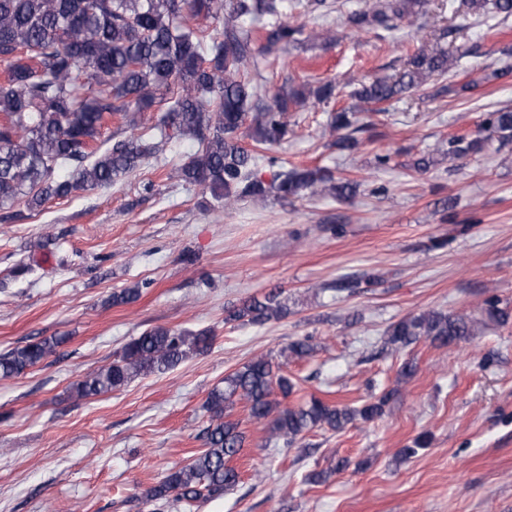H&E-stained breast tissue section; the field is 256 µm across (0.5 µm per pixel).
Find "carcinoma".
I'll return each instance as SVG.
<instances>
[{
	"instance_id": "cac0c4a2",
	"label": "carcinoma",
	"mask_w": 512,
	"mask_h": 512,
	"mask_svg": "<svg viewBox=\"0 0 512 512\" xmlns=\"http://www.w3.org/2000/svg\"><path fill=\"white\" fill-rule=\"evenodd\" d=\"M428 0H368L346 17L355 32L391 31L416 14ZM285 0H0V209L19 200L31 209L79 191L108 187L159 157L171 142L191 140L197 148L170 177L209 191L219 205L231 207L242 199L287 198L308 194L345 199L355 185L338 183L320 167H291L266 181L257 176L260 163L274 167L269 154L288 138L284 115L289 107L329 101L336 91L331 81L305 84L265 101L262 87L249 78L258 65L253 30L239 23L280 16ZM493 9L512 16V0H450L448 11L463 19ZM303 28L291 23L269 25L270 51L298 41ZM441 29L418 48L407 68L394 79L362 83L350 96L365 104L400 99L431 80L448 75L455 58L441 40ZM159 112L149 137L120 132L102 138L103 130L119 117L128 129L137 114ZM356 121V110L334 113L329 132L336 149L352 152L358 142L345 130ZM483 126L503 139L512 138V108L487 114ZM248 137L251 147L242 144ZM482 149V141L465 136L448 140V154L461 156ZM69 170L60 176L59 171ZM490 319L504 325L509 314L500 299L486 301ZM224 321L245 320L265 325L287 314L281 293L250 297L224 310ZM477 322L467 315L430 311L404 318L386 331L387 343L407 345L425 337L452 345L473 335ZM63 342L44 338L0 355V378L25 373ZM212 331L195 332L157 326L130 339L112 363L76 383L79 399L98 396L127 385L148 373H164L190 353H204ZM309 339L288 345V356L311 355ZM296 383L281 363L268 355L249 360L224 378L206 400L210 414L204 429L205 448L191 463L170 471L144 496L154 512L173 507L193 508L221 497L239 482L229 466L246 444L240 421L230 419L242 401L249 417L265 421L275 442L292 446L316 428L341 431L357 419L380 417L393 391L359 408L339 407L319 398L290 406L271 399L273 388L288 398Z\"/></svg>"
}]
</instances>
